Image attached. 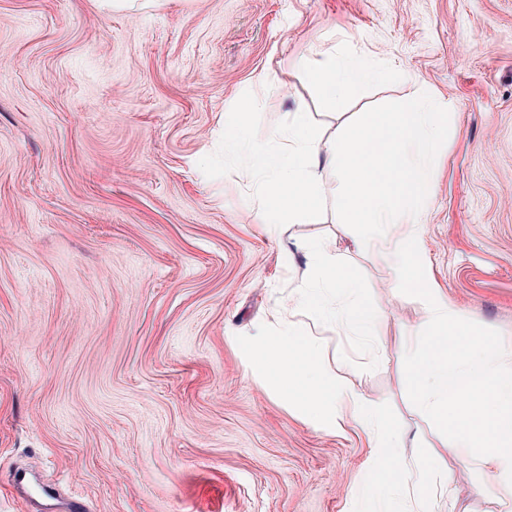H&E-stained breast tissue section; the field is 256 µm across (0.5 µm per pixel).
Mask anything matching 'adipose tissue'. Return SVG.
Segmentation results:
<instances>
[{
    "label": "adipose tissue",
    "instance_id": "ef3b65f1",
    "mask_svg": "<svg viewBox=\"0 0 512 512\" xmlns=\"http://www.w3.org/2000/svg\"><path fill=\"white\" fill-rule=\"evenodd\" d=\"M311 259L306 284L295 303L298 311L324 321H346L358 327L362 335L372 333L374 314L356 307L337 308L336 298L351 293L348 280L339 273L342 259L326 245L305 242L301 245Z\"/></svg>",
    "mask_w": 512,
    "mask_h": 512
}]
</instances>
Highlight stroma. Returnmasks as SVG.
I'll use <instances>...</instances> for the list:
<instances>
[{
  "label": "stroma",
  "instance_id": "obj_1",
  "mask_svg": "<svg viewBox=\"0 0 512 512\" xmlns=\"http://www.w3.org/2000/svg\"><path fill=\"white\" fill-rule=\"evenodd\" d=\"M344 43L448 102L423 248L449 301L512 345V0H0V512H27L19 467L92 512H354L365 434L306 422L236 341L298 319V239L335 247L352 304L379 312L369 338L310 322L337 374L392 406L404 459L439 447L401 357L421 301L330 207L274 232L246 172L198 167L245 91L264 140L295 112L331 135L409 94L322 110L300 65ZM271 70L287 92L268 94ZM451 469L435 512L512 497Z\"/></svg>",
  "mask_w": 512,
  "mask_h": 512
}]
</instances>
